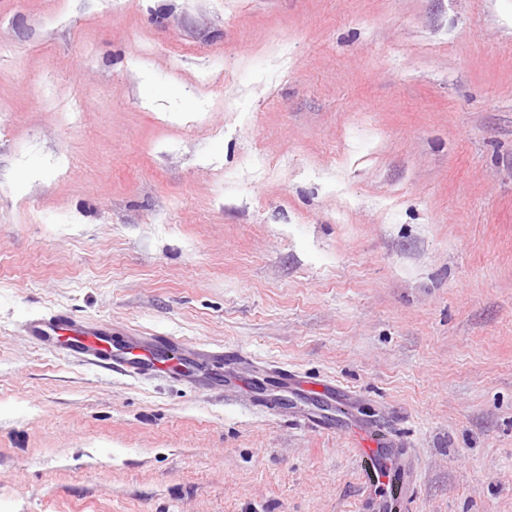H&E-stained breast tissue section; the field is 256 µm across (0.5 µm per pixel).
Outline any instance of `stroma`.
Segmentation results:
<instances>
[{
  "instance_id": "1",
  "label": "stroma",
  "mask_w": 512,
  "mask_h": 512,
  "mask_svg": "<svg viewBox=\"0 0 512 512\" xmlns=\"http://www.w3.org/2000/svg\"><path fill=\"white\" fill-rule=\"evenodd\" d=\"M280 367L409 449L396 512H512V0H0V512H363ZM27 336L36 343L55 348L80 359L88 365L118 369L128 375H146L157 367L152 348H166L171 340L165 336H154L153 346L144 352L116 354L112 326L106 322H84L58 312L37 314L30 317L24 326ZM277 376L281 382L292 387L299 388L301 390H307L312 394H325L330 399H336V401L343 400L348 403H353L356 399V395L354 392L342 388L330 381H324L321 383H310L300 376H298L295 372L279 368L276 370Z\"/></svg>"
}]
</instances>
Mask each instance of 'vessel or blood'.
<instances>
[{
	"label": "vessel or blood",
	"instance_id": "vessel-or-blood-1",
	"mask_svg": "<svg viewBox=\"0 0 512 512\" xmlns=\"http://www.w3.org/2000/svg\"><path fill=\"white\" fill-rule=\"evenodd\" d=\"M24 330L36 343L65 351L91 366L118 369L130 375H145L156 365L152 349L139 353H115L112 327L105 322H84L63 312L41 313L30 317ZM277 376L284 384L313 394L348 403L356 399L354 392L332 382L311 383L288 369H278ZM352 441L357 458L373 486H380L395 470L402 474L407 486H414L415 476L408 465L407 449L376 438L368 422L357 425Z\"/></svg>",
	"mask_w": 512,
	"mask_h": 512
}]
</instances>
